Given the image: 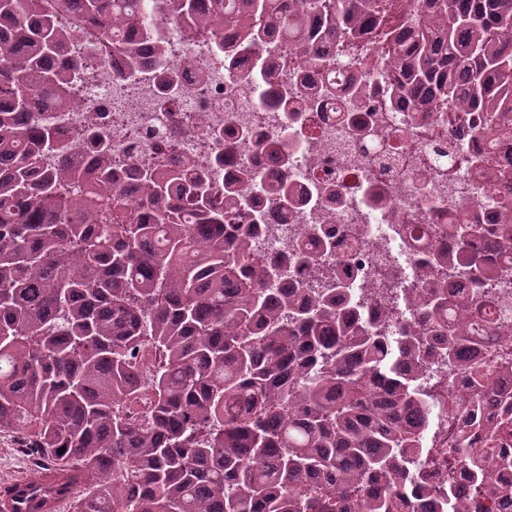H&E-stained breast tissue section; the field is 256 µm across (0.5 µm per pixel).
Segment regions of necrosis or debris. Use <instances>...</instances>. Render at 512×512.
<instances>
[{
    "label": "necrosis or debris",
    "mask_w": 512,
    "mask_h": 512,
    "mask_svg": "<svg viewBox=\"0 0 512 512\" xmlns=\"http://www.w3.org/2000/svg\"><path fill=\"white\" fill-rule=\"evenodd\" d=\"M162 32L167 61L178 68L183 88L173 106L165 109L157 103V73L145 45L144 62L135 69L118 72L92 62L72 74L77 108L39 110L42 127L64 149L80 153L86 149L81 131L89 118H96L107 129L112 168L119 174L141 166L171 169L189 157L208 170L217 188L244 168L287 179L305 199L287 221L269 217L266 198L256 200L258 240L266 256L279 257L306 225H322L337 252L351 253L355 298L367 308L374 304L369 293L378 290L381 273L397 264L414 268L450 215L467 209L480 223H498V203L506 193L498 181L473 170L478 144L466 114L416 112L407 102L393 106L382 86H373L364 99L367 110L359 115L367 124L366 138L358 141L339 122L341 100L310 102L317 77L284 42L268 40L260 55L242 56L228 67L214 55L210 41L189 39L183 24L167 22ZM262 59L272 64L280 84L293 89L299 112L260 104L257 63ZM288 126L299 139L286 146L288 163L283 166L254 141L278 138ZM218 130L224 133L219 141L214 138ZM219 151L225 159L216 167L212 157ZM430 197L438 199L440 216L429 212ZM417 383L433 406L427 447H453L463 426V406L446 395L437 377L423 375ZM450 468L451 482L429 479L437 502L447 499L452 486L471 494L462 464L454 462ZM471 496L470 512H512V502L494 493Z\"/></svg>",
    "instance_id": "necrosis-or-debris-1"
}]
</instances>
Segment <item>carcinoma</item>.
<instances>
[{"instance_id": "1", "label": "carcinoma", "mask_w": 512, "mask_h": 512, "mask_svg": "<svg viewBox=\"0 0 512 512\" xmlns=\"http://www.w3.org/2000/svg\"><path fill=\"white\" fill-rule=\"evenodd\" d=\"M0 0V430L30 423L32 448L46 461L30 490L0 484L3 504L54 512L73 495L74 512H439L421 472L430 408L420 371L468 364L486 318L490 289L509 288L477 240L512 245V212L501 223L463 216L448 243L418 260L426 294L392 272L409 319L393 336L349 298L336 271L313 288L284 284L290 269L314 262L310 245L335 250L331 234L309 224L290 253H257L248 224L254 192L273 217L298 200L288 181L244 170L220 194L189 163L112 173V145L95 118L91 156H65L39 123L40 105L75 102L69 53L72 17L96 35L97 59L141 64L150 44L157 96L179 84L164 59L159 26L181 21L218 37L229 65L276 36L319 77L318 97L335 96L341 70L320 50L333 37L352 44L368 28L403 22L412 40L390 43L376 72L399 75L386 94L423 112H479L472 131L494 148L512 140V0ZM263 100L297 112L293 93L268 69ZM472 288L448 291V268ZM159 355L145 413L130 405L144 387L137 354ZM472 407L487 374L470 371ZM483 447L461 438L450 453L469 463L478 491L512 490L501 472L512 459L496 448L512 436V396ZM63 453H58L59 449Z\"/></svg>"}]
</instances>
